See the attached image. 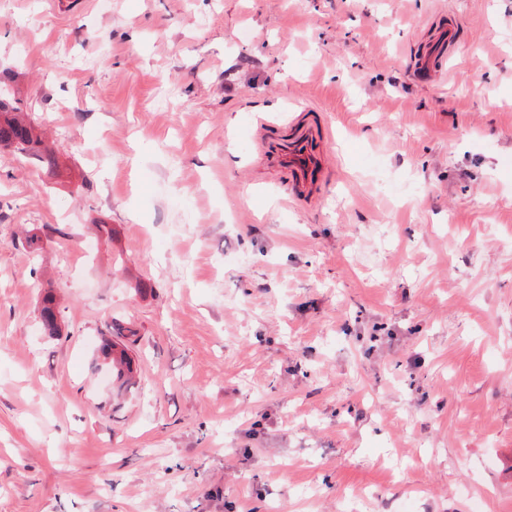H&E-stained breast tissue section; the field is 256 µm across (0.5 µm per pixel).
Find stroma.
<instances>
[{
  "instance_id": "stroma-1",
  "label": "stroma",
  "mask_w": 512,
  "mask_h": 512,
  "mask_svg": "<svg viewBox=\"0 0 512 512\" xmlns=\"http://www.w3.org/2000/svg\"><path fill=\"white\" fill-rule=\"evenodd\" d=\"M0 79V512H512V0H0ZM455 28L456 21L454 19H448V26L443 28L437 39L430 46L428 53L424 59V63L427 66L432 67L435 71L439 64H441L448 57V61L451 59L450 53L454 51L456 47L455 40ZM4 94L0 88V151L6 148L21 156L33 155L47 168L57 167L55 152L44 145L39 127L23 117L22 103ZM288 140L279 143L263 139L258 149L263 156L272 154L282 174L281 183L287 186L288 198H315L321 175L327 164L331 132L318 112L306 110L302 119L291 125ZM58 305L56 297L51 291H46L41 299L40 316L43 327L49 335L56 336L60 326L57 319ZM116 342H112V332L110 336L104 337L101 346V352L105 360L112 364V369L117 370L115 381L119 383V388L126 385L125 377L132 373V361L128 357L125 349L118 351Z\"/></svg>"
}]
</instances>
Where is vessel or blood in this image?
Wrapping results in <instances>:
<instances>
[{"label":"vessel or blood","instance_id":"vessel-or-blood-1","mask_svg":"<svg viewBox=\"0 0 512 512\" xmlns=\"http://www.w3.org/2000/svg\"><path fill=\"white\" fill-rule=\"evenodd\" d=\"M456 47L455 28H443L424 59L427 66L438 67ZM331 132L319 113L305 112L294 124L287 141L263 139L258 149L272 155L282 174L288 197L297 201L315 198L321 175L327 164Z\"/></svg>","mask_w":512,"mask_h":512}]
</instances>
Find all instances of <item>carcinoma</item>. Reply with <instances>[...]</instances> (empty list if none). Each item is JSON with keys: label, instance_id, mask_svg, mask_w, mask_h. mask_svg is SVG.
I'll return each mask as SVG.
<instances>
[{"label": "carcinoma", "instance_id": "carcinoma-1", "mask_svg": "<svg viewBox=\"0 0 512 512\" xmlns=\"http://www.w3.org/2000/svg\"><path fill=\"white\" fill-rule=\"evenodd\" d=\"M23 114L22 103L6 96L5 90L0 88V151L6 148L21 156L33 155L42 165L50 169L57 167L55 152L44 145L39 127L26 120ZM57 314L56 297L47 291L41 299L40 316L45 331L53 336L57 335L60 329ZM101 352L104 359L117 370L116 382L121 387L125 386V377L132 372V361L125 349L118 348L112 337L107 336L102 341Z\"/></svg>", "mask_w": 512, "mask_h": 512}]
</instances>
